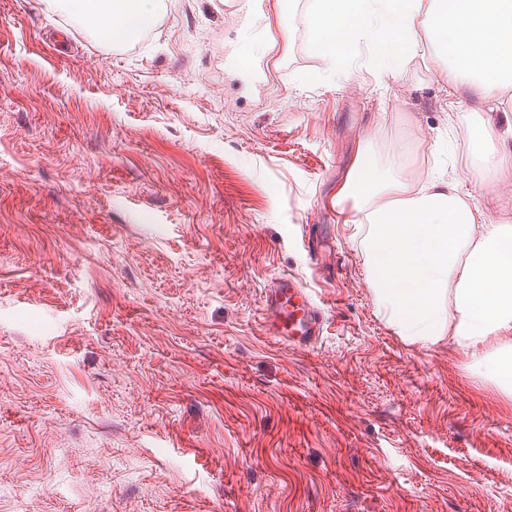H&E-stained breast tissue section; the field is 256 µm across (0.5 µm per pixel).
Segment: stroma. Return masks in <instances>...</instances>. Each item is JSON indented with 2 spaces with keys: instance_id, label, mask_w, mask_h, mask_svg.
<instances>
[{
  "instance_id": "stroma-1",
  "label": "stroma",
  "mask_w": 512,
  "mask_h": 512,
  "mask_svg": "<svg viewBox=\"0 0 512 512\" xmlns=\"http://www.w3.org/2000/svg\"><path fill=\"white\" fill-rule=\"evenodd\" d=\"M243 2L114 45L0 0V512H512V397L396 334L328 208L360 143L411 183L467 153L432 152L447 69L424 42L380 79L362 45L324 80L307 0L249 30ZM282 275L313 348L268 337ZM269 334L292 349L314 347L322 333V316L305 288L291 277L274 280L265 293Z\"/></svg>"
}]
</instances>
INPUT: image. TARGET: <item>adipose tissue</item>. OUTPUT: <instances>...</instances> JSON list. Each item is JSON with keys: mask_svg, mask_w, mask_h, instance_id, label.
Here are the masks:
<instances>
[{"mask_svg": "<svg viewBox=\"0 0 512 512\" xmlns=\"http://www.w3.org/2000/svg\"><path fill=\"white\" fill-rule=\"evenodd\" d=\"M50 2L115 44L136 42L159 16L158 0ZM305 27L331 76L354 69L359 44L377 50V75L392 76L428 42L453 94L475 106L453 117L480 159L473 181L512 170V151L476 117L512 91V0H308ZM399 153L393 141L386 159L359 153L338 193L353 203L352 239L373 301L398 335L449 340L512 395V224L491 221L488 208L444 170L409 190Z\"/></svg>", "mask_w": 512, "mask_h": 512, "instance_id": "ef3b65f1", "label": "adipose tissue"}]
</instances>
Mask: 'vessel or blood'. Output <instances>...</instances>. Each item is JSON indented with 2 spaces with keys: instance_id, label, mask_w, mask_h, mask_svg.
Returning <instances> with one entry per match:
<instances>
[{
  "instance_id": "obj_1",
  "label": "vessel or blood",
  "mask_w": 512,
  "mask_h": 512,
  "mask_svg": "<svg viewBox=\"0 0 512 512\" xmlns=\"http://www.w3.org/2000/svg\"><path fill=\"white\" fill-rule=\"evenodd\" d=\"M265 315L274 340L292 349L313 347L322 333V316L309 293L281 276L265 293Z\"/></svg>"
}]
</instances>
